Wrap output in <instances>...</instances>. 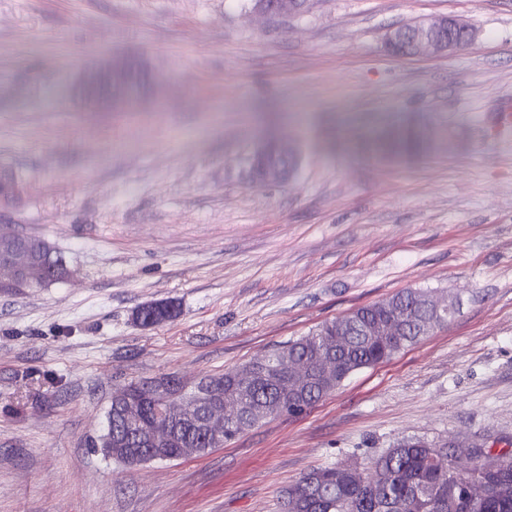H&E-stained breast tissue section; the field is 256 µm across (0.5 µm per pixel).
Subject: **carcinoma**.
Here are the masks:
<instances>
[{
    "label": "carcinoma",
    "instance_id": "carcinoma-1",
    "mask_svg": "<svg viewBox=\"0 0 512 512\" xmlns=\"http://www.w3.org/2000/svg\"><path fill=\"white\" fill-rule=\"evenodd\" d=\"M382 139L394 151L405 146L401 130L396 126L385 129ZM13 242L30 248L45 266L65 263L60 253L40 239L19 237ZM426 296L428 292L424 290L405 289L386 302L362 306L327 321L270 354L272 359L283 353L299 359L318 357L334 341L336 324L356 320L374 335L346 336L334 341L340 371L337 377H313L291 390L269 376L259 377L246 386L244 373L271 372L257 360L207 377L213 389L224 394V398L236 399L250 408V412L224 426V442L234 440L267 418L305 412L335 391L352 373L388 361L420 341L424 326H444L423 308ZM392 305L409 310V321L400 336L383 335L389 323L387 308ZM110 414L108 425L125 441V447L114 449L121 459L131 451L163 460L180 457L184 448H199L204 453L212 449L211 443L194 427L180 428L162 448H142L137 429L128 425L119 411L112 410ZM477 487L484 494H475ZM288 496L296 499L298 512H512V450L503 449L492 456L475 445L463 457L424 440L407 438L375 459L363 481L356 479L345 466L321 468L291 484Z\"/></svg>",
    "mask_w": 512,
    "mask_h": 512
}]
</instances>
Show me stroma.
I'll return each mask as SVG.
<instances>
[{
	"label": "stroma",
	"mask_w": 512,
	"mask_h": 512,
	"mask_svg": "<svg viewBox=\"0 0 512 512\" xmlns=\"http://www.w3.org/2000/svg\"><path fill=\"white\" fill-rule=\"evenodd\" d=\"M471 44L394 57L435 17ZM130 56L135 105L83 93ZM512 0H0V234L46 240L70 279L0 292V512H284L289 484L367 473L407 437L512 441ZM409 133L391 154L369 131ZM274 143L297 159L256 181ZM457 312L306 413L208 454L105 456L112 395L268 356L406 289ZM171 301L152 328L134 315ZM132 68L129 60L114 59L110 61L105 67L91 69L86 77L85 86L99 87L104 79H108L112 84V78L117 73L126 72Z\"/></svg>",
	"instance_id": "1"
}]
</instances>
